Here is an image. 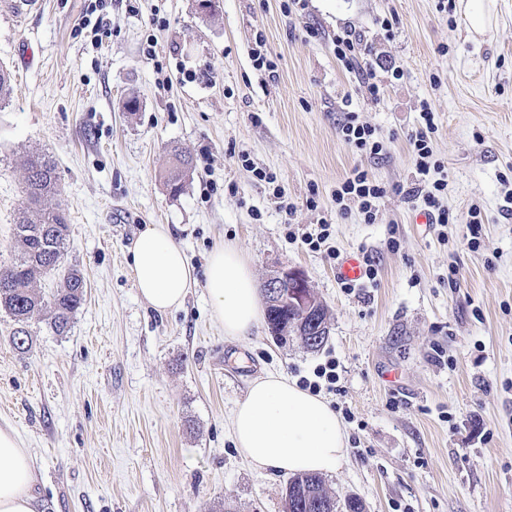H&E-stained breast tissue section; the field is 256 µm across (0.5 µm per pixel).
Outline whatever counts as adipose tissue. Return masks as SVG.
Segmentation results:
<instances>
[{
	"instance_id": "1",
	"label": "adipose tissue",
	"mask_w": 512,
	"mask_h": 512,
	"mask_svg": "<svg viewBox=\"0 0 512 512\" xmlns=\"http://www.w3.org/2000/svg\"><path fill=\"white\" fill-rule=\"evenodd\" d=\"M128 254L138 292L156 312L180 308L200 283L167 225L149 227ZM201 283L225 337L241 339L259 326L261 297L242 250L216 244ZM232 427L237 448L259 471L331 474L346 460V434L336 412L321 396L281 374L251 382L234 411ZM34 485L33 457L11 426H0V512H37Z\"/></svg>"
}]
</instances>
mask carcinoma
I'll return each instance as SVG.
<instances>
[{"instance_id": "carcinoma-1", "label": "carcinoma", "mask_w": 512, "mask_h": 512, "mask_svg": "<svg viewBox=\"0 0 512 512\" xmlns=\"http://www.w3.org/2000/svg\"><path fill=\"white\" fill-rule=\"evenodd\" d=\"M23 182L27 210L15 224L17 257L0 267V311L15 321L12 344L26 349L30 333L27 324L42 319L54 332L62 334L84 301L85 277L75 268L64 269L67 251L68 218L56 202L58 177L49 156L32 152L23 162ZM64 271L62 285L51 294L41 289V281ZM331 496L316 474H297L288 479L285 512H318L316 504Z\"/></svg>"}]
</instances>
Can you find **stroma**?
Returning a JSON list of instances; mask_svg holds the SVG:
<instances>
[{"mask_svg": "<svg viewBox=\"0 0 512 512\" xmlns=\"http://www.w3.org/2000/svg\"><path fill=\"white\" fill-rule=\"evenodd\" d=\"M88 3L0 15V68L13 76L0 105V265L15 257L22 160L44 151L69 217L65 263L86 280L68 332L33 320L27 350L0 312V425L36 462L39 512H284L287 475L248 465L232 413L256 377L309 378L331 358L336 389L321 396L352 412L347 459L323 477L337 502L512 512V0H496L495 24L476 39L439 0H306L290 14L282 0H219L208 13L200 0H108L99 45L80 26ZM345 30L359 40L352 70L333 52ZM259 35L272 69L253 65ZM425 101L458 218L445 228L416 223L422 200L410 193L407 136ZM349 111L375 129L381 155L341 139ZM174 149L191 160L177 194ZM358 166L389 188L375 224L336 211L334 191ZM474 206L476 251L464 240ZM326 217L341 254L376 261L375 283L345 292L324 253L297 243ZM152 224L169 226L200 276L219 240L249 256L257 282L302 270L327 310V342L282 344L265 324L228 339L201 285L177 310L150 309L127 249Z\"/></svg>", "mask_w": 512, "mask_h": 512, "instance_id": "obj_1", "label": "stroma"}]
</instances>
